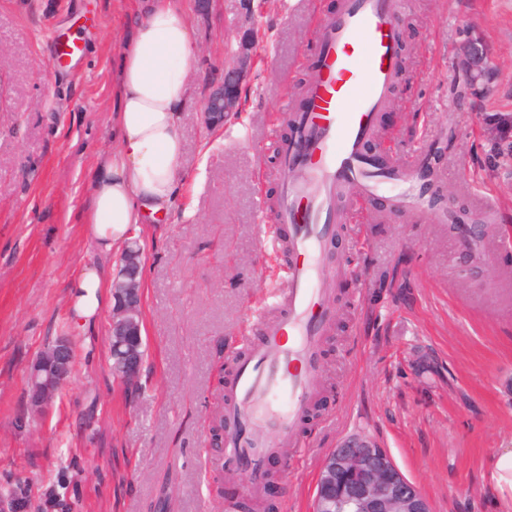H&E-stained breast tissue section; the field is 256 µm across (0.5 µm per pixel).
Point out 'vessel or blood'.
Masks as SVG:
<instances>
[{
    "mask_svg": "<svg viewBox=\"0 0 512 512\" xmlns=\"http://www.w3.org/2000/svg\"><path fill=\"white\" fill-rule=\"evenodd\" d=\"M309 64L305 110L294 113L293 140L281 147L282 205L274 240H287L286 276L275 289L282 309L261 323L247 343L228 392L227 420L237 431L225 440L229 460L247 463L250 488L264 472L260 460L298 447L295 432L316 396L317 353L327 334L323 263L339 230L337 203L348 189L378 193L386 182L365 154L377 114L404 73L394 0H344L318 29Z\"/></svg>",
    "mask_w": 512,
    "mask_h": 512,
    "instance_id": "obj_1",
    "label": "vessel or blood"
}]
</instances>
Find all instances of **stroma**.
Segmentation results:
<instances>
[{
	"label": "stroma",
	"instance_id": "1",
	"mask_svg": "<svg viewBox=\"0 0 512 512\" xmlns=\"http://www.w3.org/2000/svg\"><path fill=\"white\" fill-rule=\"evenodd\" d=\"M342 0H174L193 20L194 98L184 113V191L143 249L146 355L136 392L114 378L111 309L72 317L68 285L91 264L115 275L86 214L125 42L143 0H0V487L31 512H311L330 450L364 436L385 448L432 512H512L490 480L512 448V0H396L406 70L374 141L416 172L441 152L437 185L467 217L493 211L473 261L446 214L339 206L325 263L343 268L300 447L248 489L217 447L224 385L288 253L265 246L287 137L321 21ZM76 43L84 52L54 60ZM251 58L237 115L206 129L207 95L241 44ZM479 48L483 69L466 61ZM76 350L46 417L28 414L27 373L57 337Z\"/></svg>",
	"mask_w": 512,
	"mask_h": 512
}]
</instances>
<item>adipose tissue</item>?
<instances>
[{
    "mask_svg": "<svg viewBox=\"0 0 512 512\" xmlns=\"http://www.w3.org/2000/svg\"><path fill=\"white\" fill-rule=\"evenodd\" d=\"M192 20L173 0H149L125 45L112 124L119 144L103 154L86 217L101 252L123 251L146 217L166 211L183 173V108L192 86ZM73 317L93 324L112 305L102 269L86 267L74 283Z\"/></svg>",
    "mask_w": 512,
    "mask_h": 512,
    "instance_id": "1",
    "label": "adipose tissue"
}]
</instances>
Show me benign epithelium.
<instances>
[{
	"mask_svg": "<svg viewBox=\"0 0 512 512\" xmlns=\"http://www.w3.org/2000/svg\"><path fill=\"white\" fill-rule=\"evenodd\" d=\"M246 49L237 65L224 70V82L211 91L203 112L207 129L215 130L237 114L241 88L248 72ZM142 250L135 240L112 280L110 354L112 366L124 379L140 376L144 349L141 331ZM74 370V347L67 337L51 342L37 358L27 379L29 409L40 417ZM22 487L0 495V512H29ZM312 512H431L425 496L401 473L390 455L367 438L344 441L326 457L313 499Z\"/></svg>",
	"mask_w": 512,
	"mask_h": 512,
	"instance_id": "7a95c632",
	"label": "benign epithelium"
}]
</instances>
